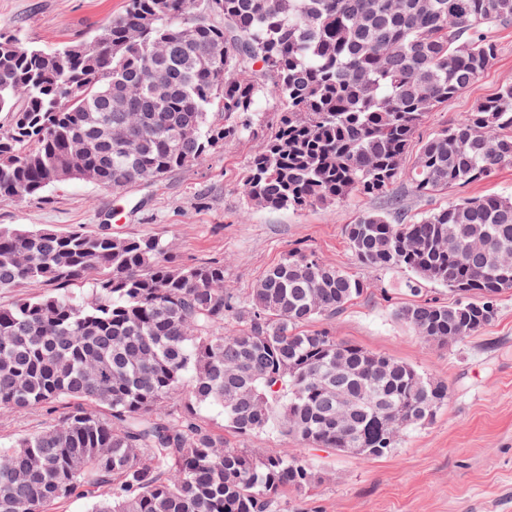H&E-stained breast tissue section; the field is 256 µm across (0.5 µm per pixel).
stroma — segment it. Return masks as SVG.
Wrapping results in <instances>:
<instances>
[{
  "instance_id": "35a3bbf8",
  "label": "stroma",
  "mask_w": 512,
  "mask_h": 512,
  "mask_svg": "<svg viewBox=\"0 0 512 512\" xmlns=\"http://www.w3.org/2000/svg\"><path fill=\"white\" fill-rule=\"evenodd\" d=\"M126 5L127 0H0V32L46 47L87 41ZM496 38L495 63L432 113L416 142L512 83V26L498 29ZM280 109L275 100L261 99L257 135L225 141L159 183L137 184L119 195L82 180L58 183L43 198L0 205V226L155 237L179 262L222 263L225 287L243 297L292 249L345 269L368 290L329 323V330L447 382L450 396L431 422L403 430L384 456L312 452L324 479L310 491L307 512H512V291L500 297L494 321L479 335L449 345L429 343L400 321L396 310L423 300L450 304L454 295L435 283L410 293L407 272L362 266L347 244V225L363 212L385 209V199L355 193L341 203L302 211L247 207L241 186L249 160ZM196 417L234 448L271 452L293 445L272 432L236 434L215 407L197 408ZM50 420L39 408L0 411V450Z\"/></svg>"
}]
</instances>
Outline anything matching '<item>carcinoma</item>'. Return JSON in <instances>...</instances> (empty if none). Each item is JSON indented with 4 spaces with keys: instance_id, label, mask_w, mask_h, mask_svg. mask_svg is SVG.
<instances>
[{
    "instance_id": "1",
    "label": "carcinoma",
    "mask_w": 512,
    "mask_h": 512,
    "mask_svg": "<svg viewBox=\"0 0 512 512\" xmlns=\"http://www.w3.org/2000/svg\"><path fill=\"white\" fill-rule=\"evenodd\" d=\"M512 0H128L96 45L44 49L0 33V204L66 180L114 193L155 184L253 133L258 102L279 118L242 184L254 208L304 210L354 193L388 198L347 225L360 264L439 283L452 304L401 306L423 340L475 336L512 290V197H457L410 216L418 197L512 164V85L435 132L425 119L488 70ZM141 129L134 155L110 128ZM89 281V301L42 293ZM0 409L53 415L0 451V512H283L320 480L310 450L383 456L430 422L448 383L308 324L330 322L367 284L288 251L241 298L224 265L177 261L156 238L0 227ZM217 405L239 434L294 448H231L191 406ZM394 193L401 195L405 199L404 202L411 214L437 208L440 205H443L447 200V196L443 194L433 198L417 197L411 192L409 186L403 182L396 184Z\"/></svg>"
}]
</instances>
